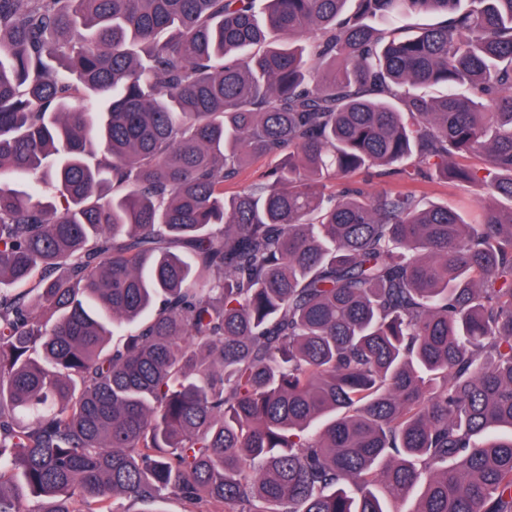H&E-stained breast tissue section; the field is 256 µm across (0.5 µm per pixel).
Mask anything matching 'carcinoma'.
<instances>
[{"instance_id": "obj_1", "label": "carcinoma", "mask_w": 512, "mask_h": 512, "mask_svg": "<svg viewBox=\"0 0 512 512\" xmlns=\"http://www.w3.org/2000/svg\"><path fill=\"white\" fill-rule=\"evenodd\" d=\"M501 426L512 0H0V512H512ZM273 165L274 162L270 159H256L252 161L247 166L240 169L239 175L235 180L224 183V194L226 196L233 195L244 185L260 177ZM352 180L360 183L366 181L375 190L412 191L424 198L425 201L448 204L450 208L471 210L473 216L476 214L472 208L476 191L470 187L431 179L407 183L395 177L375 176L364 172L355 175Z\"/></svg>"}]
</instances>
